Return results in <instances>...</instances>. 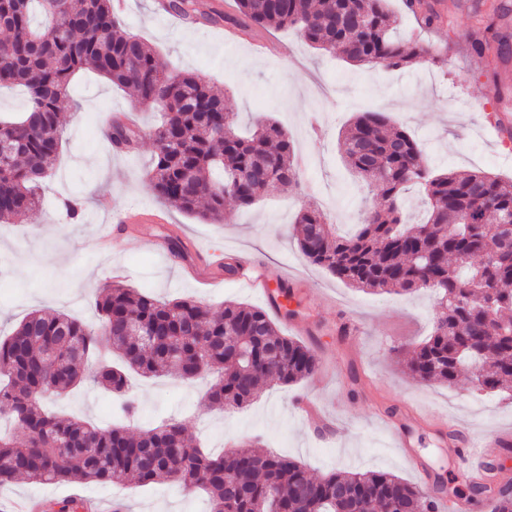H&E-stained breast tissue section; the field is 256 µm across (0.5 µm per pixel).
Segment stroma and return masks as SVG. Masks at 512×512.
Masks as SVG:
<instances>
[{"label":"stroma","instance_id":"stroma-1","mask_svg":"<svg viewBox=\"0 0 512 512\" xmlns=\"http://www.w3.org/2000/svg\"><path fill=\"white\" fill-rule=\"evenodd\" d=\"M125 2L118 14L123 29L151 45L168 70L193 72L223 89L225 109L237 115L240 128L270 118L288 133L301 158L300 184L280 187L248 209L226 204L220 224L184 214L158 200L145 181L155 151V111L97 72L82 71L62 108L63 143L40 209L16 223H0V335L36 309L98 324L94 299L117 266L125 269L128 286L160 299L190 297L218 312L228 301L265 305L231 279L224 264L244 266L272 284L285 264L294 276L291 313L276 324L309 346L326 373L266 385L248 405L224 411L208 406L209 377H136L139 426L172 418L183 425L189 445L214 454L251 442L301 463L316 477L342 468L387 472L412 484L418 481L417 459L432 476L455 478L449 430L475 438L512 435L511 394L475 391L464 375L448 386L405 371L412 346L432 330L430 292L389 295L349 287L306 261L293 237L295 216L304 206L330 205L328 222L336 233L353 232L358 224L364 193L344 167L338 134L361 112L384 113L402 126L435 171L479 170L512 180V138L489 132L491 115L512 113V59L493 51L475 59L466 52L472 34L512 38V0H442L444 22L430 29L419 26L404 0H390L399 16L397 37L427 49L419 64L404 71L351 66L340 53L316 50L291 29L260 30L229 43L225 26L175 27L157 18V0ZM124 114L143 131L128 153L113 148L101 132L110 117ZM68 199L84 203L79 223L65 217ZM132 206L161 211L166 221L132 225L121 249L92 251L90 241ZM171 238L205 256L217 287H200L189 264L171 254ZM301 394L330 416L334 432L306 426L293 408ZM47 405L102 427L112 421L111 396L90 386L52 397ZM391 419L410 427L412 457L392 445L385 430ZM76 492L104 510L115 501L128 512L210 510L202 492L170 483L134 489L22 480L0 488V501L60 500Z\"/></svg>","mask_w":512,"mask_h":512}]
</instances>
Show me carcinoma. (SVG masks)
I'll list each match as a JSON object with an SVG mask.
<instances>
[{"label":"carcinoma","instance_id":"1","mask_svg":"<svg viewBox=\"0 0 512 512\" xmlns=\"http://www.w3.org/2000/svg\"><path fill=\"white\" fill-rule=\"evenodd\" d=\"M46 23L36 27L31 5ZM195 23L295 27L317 49L340 50L352 65L405 69L426 49L394 36L388 0H236V15L198 12L195 0H169ZM0 87L21 86L27 107L0 118V140L14 152L0 159V222L41 205L39 190L63 137L60 104L73 76L93 68L161 115L147 182L154 196L210 224L224 203L251 207L280 185L298 181L295 147L274 121L248 135L236 116L225 120L224 95L189 72L169 73L158 54L122 31L112 0H0ZM105 135L120 151L140 131L118 118ZM345 161L378 202L366 207L358 231L332 233L322 211L303 208L296 239L312 264L352 288L410 294L431 291L436 313L430 336L406 363L424 382L453 384L464 367H479L476 390L512 391V180L482 172H434L417 141L389 127L380 112H362L339 134ZM415 186L424 217L405 224V191ZM94 329L65 313L27 314L0 338V406L22 430L0 434V487L21 479L149 487L162 482L207 491L210 512H434L424 490L384 472H331L314 478L298 462L239 448L213 456L188 446L180 423L166 420L137 433L130 376H213L209 405L239 408L262 384L294 383L316 371L314 352L281 335L261 308L228 301L220 312L192 298L158 300L115 281L96 296ZM278 358H270L271 352ZM90 381L120 399L108 429L43 405ZM499 467L483 466L469 486L476 505L512 512V484Z\"/></svg>","mask_w":512,"mask_h":512}]
</instances>
